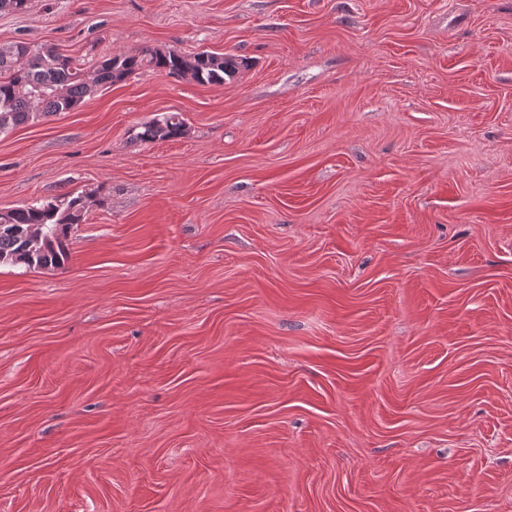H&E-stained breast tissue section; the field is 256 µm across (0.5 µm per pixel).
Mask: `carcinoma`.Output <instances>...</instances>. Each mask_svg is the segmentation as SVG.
I'll list each match as a JSON object with an SVG mask.
<instances>
[{
  "instance_id": "cac0c4a2",
  "label": "carcinoma",
  "mask_w": 512,
  "mask_h": 512,
  "mask_svg": "<svg viewBox=\"0 0 512 512\" xmlns=\"http://www.w3.org/2000/svg\"><path fill=\"white\" fill-rule=\"evenodd\" d=\"M240 66L231 55L203 51L185 56L173 49L145 48L106 57L88 71L52 48H33L21 41L0 45V133L41 115L68 112L98 89L145 68L188 76L199 84H221ZM184 129L181 114L162 113L141 124L133 138L148 143L171 140ZM87 207L88 198L65 193L39 206L0 210V265L61 267L67 259L68 232Z\"/></svg>"
}]
</instances>
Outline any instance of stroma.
<instances>
[{
  "label": "stroma",
  "mask_w": 512,
  "mask_h": 512,
  "mask_svg": "<svg viewBox=\"0 0 512 512\" xmlns=\"http://www.w3.org/2000/svg\"><path fill=\"white\" fill-rule=\"evenodd\" d=\"M144 70L0 133V512H512V0H27ZM180 113L185 133L140 142ZM133 133V138L142 142L165 141L180 137L184 133L185 120L180 113L168 112L142 123ZM134 130V131H135ZM87 207V197L65 193L39 206L0 210V265L61 267L67 259L68 232Z\"/></svg>",
  "instance_id": "1"
}]
</instances>
